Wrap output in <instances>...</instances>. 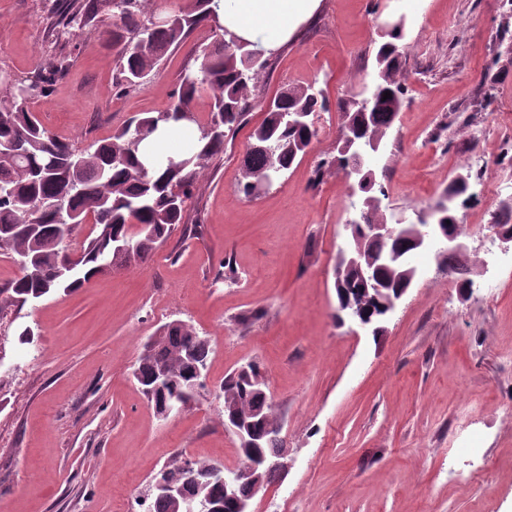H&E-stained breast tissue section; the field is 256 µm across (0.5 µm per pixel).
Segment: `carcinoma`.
<instances>
[{"label":"carcinoma","mask_w":512,"mask_h":512,"mask_svg":"<svg viewBox=\"0 0 512 512\" xmlns=\"http://www.w3.org/2000/svg\"><path fill=\"white\" fill-rule=\"evenodd\" d=\"M112 20V48L120 67L117 86L133 87L160 64L169 50L179 46L187 34L202 23L215 19L219 0H194L188 10H178L164 20H155L142 8L141 0H66L58 22L59 34L85 26L101 8ZM399 32L386 34L378 47L375 63L380 71L371 88V105L361 112L349 104L344 120L356 126L362 141L382 143L387 137L403 96L399 79ZM197 66L181 77L177 92L162 111L134 119L116 130L106 141H94L84 148L63 140L38 122L26 102L24 90L47 94L66 70L61 60L49 67H37L34 75L7 78L0 75V141H19L18 154L0 153V251L21 268L22 275L0 289V313L7 306H23L56 291L73 292L102 273L112 263L125 269L148 260L156 244L174 232L199 234L201 225L183 222L185 201L191 193L198 170L205 162L224 154L226 131L239 126L246 114L252 92L270 66L269 58L249 43H240L228 33L216 34L212 46L201 50ZM208 92V119L196 116L197 100ZM391 97L383 99L384 92ZM302 111L312 116L329 111L328 102L303 86L288 88L273 100L263 123L253 132L246 150L239 187L251 198L269 187L274 179L301 160L318 128L313 121L290 127L282 114ZM192 124L198 135L191 149L182 154L187 166L172 170L164 164L144 168L134 139L146 140L159 126ZM78 220L92 216V237L79 249L72 267L64 254L72 250L64 241L61 227L66 211ZM385 221L377 207L364 205L361 221L350 232V245L374 263L379 291L366 292V285L351 270L335 281L336 298L354 301L352 311L380 321L387 296L402 293L414 281L412 255L420 248L410 233L396 238L377 237L370 226ZM394 253L398 261L385 265L381 257ZM210 355L209 341L191 326L181 323L159 332V339L146 343L134 370L157 414L171 404L185 405L193 397L190 385L202 380ZM263 372L250 363L228 375L217 398L223 401L224 416L235 414L254 422L258 447L254 452L267 458L279 455L283 445L270 437L272 406L256 390ZM217 464L192 461L187 470L176 460L156 475L158 479L191 484L195 472H207Z\"/></svg>","instance_id":"1"}]
</instances>
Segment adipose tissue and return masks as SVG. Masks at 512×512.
<instances>
[{
	"label": "adipose tissue",
	"instance_id": "1",
	"mask_svg": "<svg viewBox=\"0 0 512 512\" xmlns=\"http://www.w3.org/2000/svg\"><path fill=\"white\" fill-rule=\"evenodd\" d=\"M316 0H224L219 25L236 37L271 48L287 39L293 26L308 17Z\"/></svg>",
	"mask_w": 512,
	"mask_h": 512
}]
</instances>
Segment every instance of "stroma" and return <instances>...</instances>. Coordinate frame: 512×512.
I'll use <instances>...</instances> for the list:
<instances>
[{
    "label": "stroma",
    "mask_w": 512,
    "mask_h": 512,
    "mask_svg": "<svg viewBox=\"0 0 512 512\" xmlns=\"http://www.w3.org/2000/svg\"><path fill=\"white\" fill-rule=\"evenodd\" d=\"M61 0H0V72L30 75L68 54L69 66L33 110L78 146L163 109L210 24L194 29L142 83L116 90L119 68L106 15L51 28ZM405 19L400 112L372 157L388 223L415 221L456 174L455 202L469 250L452 276L434 249L379 333L336 320L334 270L345 244L353 179L337 171L340 100L362 93L381 28ZM512 0H317L275 49L244 123L186 201L195 237L174 234L148 261L0 314V512H145L153 476L174 458L240 466L215 391L250 362L265 373L290 466L251 502L253 512H512V268L490 245L512 182ZM321 90L331 124L298 163L258 197L239 190L250 133L289 84ZM233 271L221 272L222 260ZM471 288H462V280ZM180 320L210 343L206 388L161 417L133 376L163 324ZM35 333L23 344L24 327ZM469 409L491 482L468 473L459 445Z\"/></svg>",
    "instance_id": "obj_1"
}]
</instances>
